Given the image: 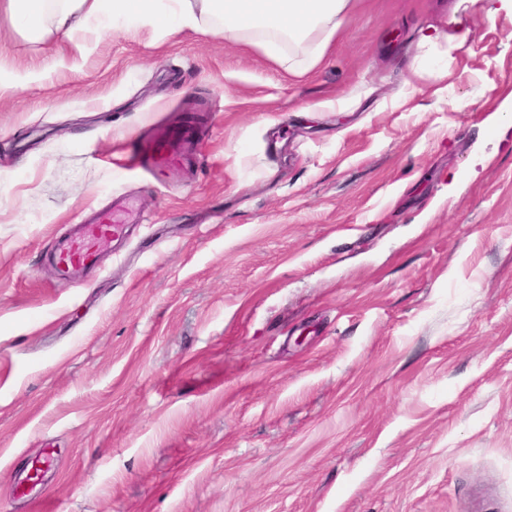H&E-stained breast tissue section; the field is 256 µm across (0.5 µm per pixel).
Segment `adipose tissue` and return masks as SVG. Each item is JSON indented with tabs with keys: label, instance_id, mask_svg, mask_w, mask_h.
I'll use <instances>...</instances> for the list:
<instances>
[{
	"label": "adipose tissue",
	"instance_id": "adipose-tissue-1",
	"mask_svg": "<svg viewBox=\"0 0 512 512\" xmlns=\"http://www.w3.org/2000/svg\"><path fill=\"white\" fill-rule=\"evenodd\" d=\"M352 0H6L22 33L83 38L91 22L134 23L167 35L189 29L223 32L231 42H256L294 76L323 59Z\"/></svg>",
	"mask_w": 512,
	"mask_h": 512
}]
</instances>
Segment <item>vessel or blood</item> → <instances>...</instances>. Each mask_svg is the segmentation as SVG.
I'll list each match as a JSON object with an SVG mask.
<instances>
[{
	"instance_id": "b4317fda",
	"label": "vessel or blood",
	"mask_w": 512,
	"mask_h": 512,
	"mask_svg": "<svg viewBox=\"0 0 512 512\" xmlns=\"http://www.w3.org/2000/svg\"><path fill=\"white\" fill-rule=\"evenodd\" d=\"M197 151L198 143L190 134H163L153 138L150 150L139 155L136 165L147 173L165 167L188 165ZM135 217L131 202L121 197L113 201L111 215L79 211L74 235L59 242L54 249L55 255L66 261L65 267L59 270L60 276L68 279L95 266L100 256L99 240L109 237L118 225L129 223Z\"/></svg>"
}]
</instances>
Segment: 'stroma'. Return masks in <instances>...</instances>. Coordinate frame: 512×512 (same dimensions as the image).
<instances>
[{"label": "stroma", "instance_id": "stroma-1", "mask_svg": "<svg viewBox=\"0 0 512 512\" xmlns=\"http://www.w3.org/2000/svg\"><path fill=\"white\" fill-rule=\"evenodd\" d=\"M0 74V512H512V0H357L300 78L0 11ZM152 146L148 152L140 153L135 167L146 173L165 167H178L194 160L198 151V142L189 132L180 136L162 134L151 138ZM80 210L75 218L76 232L70 238L59 242L50 258L56 263L57 256L68 260L65 267L57 265L60 276L69 279L82 270L95 266L99 261V244L97 240L113 236L118 224H127L136 218L133 205L127 199L118 197L112 202V219L108 216Z\"/></svg>", "mask_w": 512, "mask_h": 512}]
</instances>
